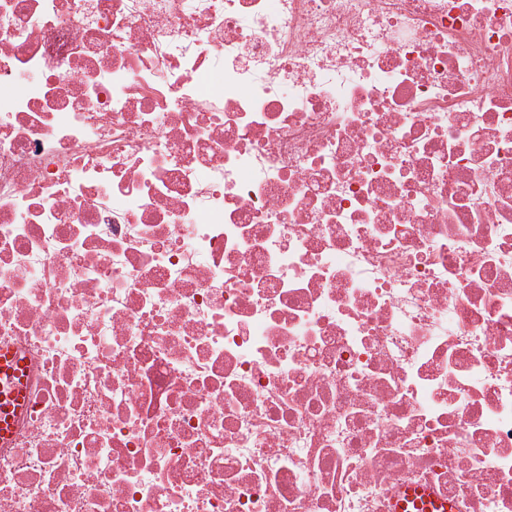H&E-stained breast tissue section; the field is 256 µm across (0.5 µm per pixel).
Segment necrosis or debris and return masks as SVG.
I'll list each match as a JSON object with an SVG mask.
<instances>
[{
	"instance_id": "4bbe7bcc",
	"label": "necrosis or debris",
	"mask_w": 512,
	"mask_h": 512,
	"mask_svg": "<svg viewBox=\"0 0 512 512\" xmlns=\"http://www.w3.org/2000/svg\"><path fill=\"white\" fill-rule=\"evenodd\" d=\"M0 512H512V0H0ZM23 369V362L19 361L12 351L0 350V384L3 390L7 391L0 406L1 438L9 434L14 414H18L23 406L24 392L21 382Z\"/></svg>"
}]
</instances>
